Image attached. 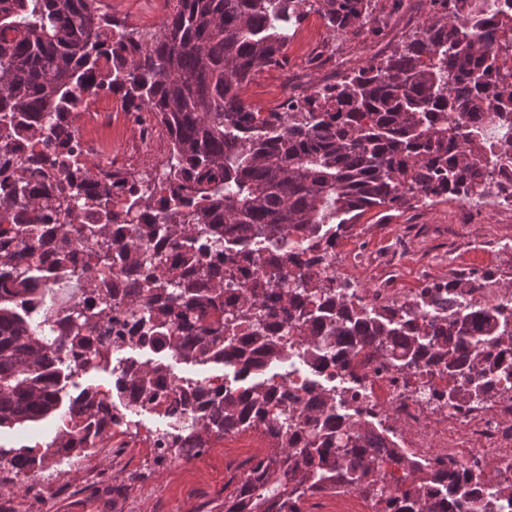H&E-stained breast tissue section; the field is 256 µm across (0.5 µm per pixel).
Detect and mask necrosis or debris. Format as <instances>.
I'll return each instance as SVG.
<instances>
[{"mask_svg":"<svg viewBox=\"0 0 512 512\" xmlns=\"http://www.w3.org/2000/svg\"><path fill=\"white\" fill-rule=\"evenodd\" d=\"M366 262L364 253L354 251L348 256L345 274H338L332 264L327 272L347 284V293L356 305L396 304L393 289L361 287L358 271ZM357 376L362 408L405 429L397 446L407 455L432 464L454 462L479 481L486 476L490 459H497L503 466L512 465V400L503 399L489 410L453 411L438 423L429 418L424 402L406 389L403 380L393 372L380 370L378 362L360 367Z\"/></svg>","mask_w":512,"mask_h":512,"instance_id":"necrosis-or-debris-1","label":"necrosis or debris"}]
</instances>
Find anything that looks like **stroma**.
I'll return each instance as SVG.
<instances>
[{
	"instance_id": "1",
	"label": "stroma",
	"mask_w": 512,
	"mask_h": 512,
	"mask_svg": "<svg viewBox=\"0 0 512 512\" xmlns=\"http://www.w3.org/2000/svg\"><path fill=\"white\" fill-rule=\"evenodd\" d=\"M168 12L166 0H112L113 15L147 38L160 32ZM375 16L358 33L335 34L317 13H309L288 44L286 65L257 70L241 97L264 112L279 109L288 97L310 94L317 82L337 81L371 57L400 50L420 37L437 14L420 0H377ZM75 124L81 138L106 141L113 167L154 171L150 156L161 153V146L133 141L130 116L116 98H89ZM484 206V200L474 198L465 209L445 200L368 209L353 233L340 240L336 263L344 265L353 246L371 256L401 242L404 260L394 275L371 265L361 282L369 288L389 283L403 298L413 296L428 278L447 279L467 267L512 268L511 253L492 250L497 239L512 231V213L488 214ZM126 419V426L74 463L62 464L54 456L25 476L10 464L0 465V512H222L243 462L269 446L261 432L252 430L212 439L203 457L158 465L142 438L145 431L165 427V419L148 412L130 413Z\"/></svg>"
}]
</instances>
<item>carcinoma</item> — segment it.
<instances>
[{
  "label": "carcinoma",
  "mask_w": 512,
  "mask_h": 512,
  "mask_svg": "<svg viewBox=\"0 0 512 512\" xmlns=\"http://www.w3.org/2000/svg\"><path fill=\"white\" fill-rule=\"evenodd\" d=\"M171 2L145 41L100 0H0V429L64 410L44 451L19 448L12 468L34 470L77 440L93 448L125 411H145L167 419L157 464L213 435L260 429L270 440L224 512H304L329 491L390 512L512 508V480L482 492L451 463L444 472L374 454L376 425L350 412L353 388L311 380L295 393L264 377L292 356L287 330L310 368L350 372L374 354L443 413L486 408L508 390L512 303L474 309L475 282L455 277L393 310L356 307L326 256L368 208L506 191L464 117L512 113V75L497 66L512 0L492 26L468 0H437L444 13L401 51L264 116L240 90L284 62L305 16L348 32L374 20L375 0ZM101 94L166 134L162 176L137 179L80 148L78 109ZM50 274L91 294L62 332L41 287ZM122 304L143 307L134 325L114 315ZM128 348L231 366L245 385L211 394L186 378L167 390L174 375L159 358L136 361L128 389L112 367ZM92 370L114 377L121 406L89 387L70 393ZM422 373L448 376V387Z\"/></svg>",
  "instance_id": "cac0c4a2"
}]
</instances>
